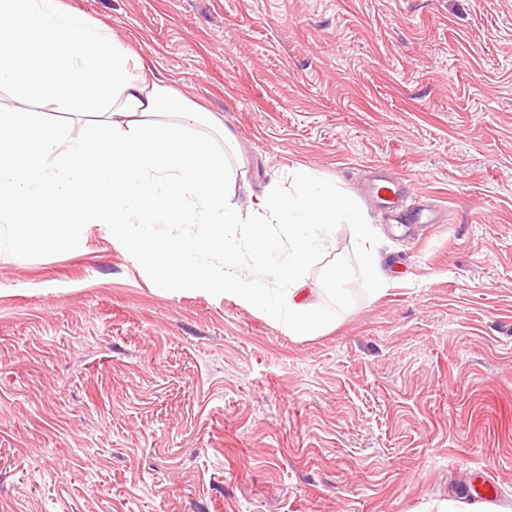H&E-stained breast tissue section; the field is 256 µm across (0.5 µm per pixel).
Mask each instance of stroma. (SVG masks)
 Here are the masks:
<instances>
[{
    "mask_svg": "<svg viewBox=\"0 0 512 512\" xmlns=\"http://www.w3.org/2000/svg\"><path fill=\"white\" fill-rule=\"evenodd\" d=\"M59 2L222 119L241 210L299 166L356 198L388 284L337 225L292 336L101 224L0 247V512L512 508V0ZM378 165L444 222L397 230Z\"/></svg>",
    "mask_w": 512,
    "mask_h": 512,
    "instance_id": "1",
    "label": "stroma"
}]
</instances>
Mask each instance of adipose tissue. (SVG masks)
<instances>
[{
    "instance_id": "1",
    "label": "adipose tissue",
    "mask_w": 512,
    "mask_h": 512,
    "mask_svg": "<svg viewBox=\"0 0 512 512\" xmlns=\"http://www.w3.org/2000/svg\"><path fill=\"white\" fill-rule=\"evenodd\" d=\"M131 60L109 27L55 0H0V91L22 104L45 98L95 117L85 136L73 138L39 113H0V223L21 230L30 250H66L78 226H110L162 269V287L218 279L225 294L262 309L289 334L322 333L329 317L307 299L306 270L340 224L373 264L377 243L364 213L306 168L241 211L230 200L234 135L162 76L134 74ZM42 208L64 224L35 228ZM161 222L196 224L200 232L162 237L155 230ZM247 257L281 288L247 279Z\"/></svg>"
}]
</instances>
